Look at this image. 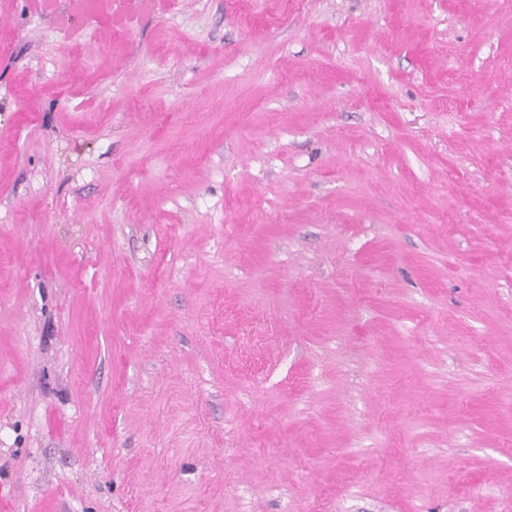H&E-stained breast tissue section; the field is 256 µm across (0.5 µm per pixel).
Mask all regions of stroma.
<instances>
[{"instance_id":"obj_1","label":"stroma","mask_w":512,"mask_h":512,"mask_svg":"<svg viewBox=\"0 0 512 512\" xmlns=\"http://www.w3.org/2000/svg\"><path fill=\"white\" fill-rule=\"evenodd\" d=\"M0 512H512V0H0Z\"/></svg>"}]
</instances>
